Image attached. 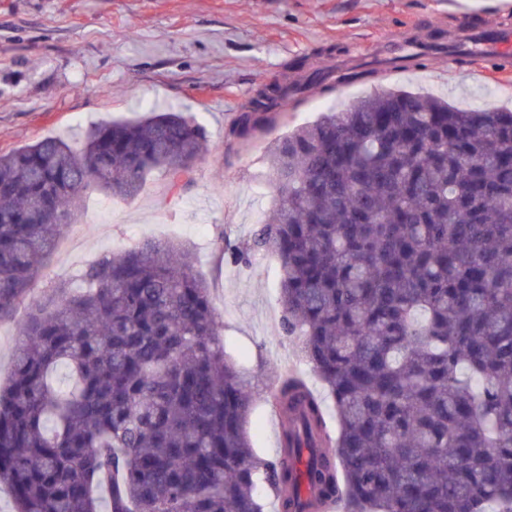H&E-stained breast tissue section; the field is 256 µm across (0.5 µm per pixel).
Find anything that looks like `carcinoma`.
<instances>
[{
	"instance_id": "obj_1",
	"label": "carcinoma",
	"mask_w": 512,
	"mask_h": 512,
	"mask_svg": "<svg viewBox=\"0 0 512 512\" xmlns=\"http://www.w3.org/2000/svg\"><path fill=\"white\" fill-rule=\"evenodd\" d=\"M434 29L385 60L425 67ZM374 73L356 65L336 77ZM330 72L252 99L229 137L273 124ZM206 145L193 115L99 125L0 154V321L10 319L91 187L177 192ZM275 206L237 263L273 254L299 371L267 379L273 460L246 423L257 385L224 351L188 252L145 240L34 302L0 386V486L15 512H512V111L379 89L270 151ZM334 449V455L326 449Z\"/></svg>"
}]
</instances>
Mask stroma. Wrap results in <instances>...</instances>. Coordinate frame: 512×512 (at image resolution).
<instances>
[{
    "instance_id": "1",
    "label": "stroma",
    "mask_w": 512,
    "mask_h": 512,
    "mask_svg": "<svg viewBox=\"0 0 512 512\" xmlns=\"http://www.w3.org/2000/svg\"><path fill=\"white\" fill-rule=\"evenodd\" d=\"M452 36L471 27H512L507 0H0V153L64 135L80 145L90 128L149 112L182 110L204 127L209 151L194 164L179 195L153 172L132 199L94 189L86 203L103 204V222L75 218L29 302L0 322V385L9 381L18 325L30 301L47 296L46 282L66 283L78 267L146 239L192 250L224 322V349L256 381L298 366L281 329L280 266L263 253L234 262L219 239L247 244L275 203L270 148L314 121L339 97L353 99L384 86L438 95L456 106L485 102L512 110L508 77L473 56L475 77L449 74L447 53L428 67L398 70L336 91L307 93L266 130L226 150L228 127L265 86L296 78L299 65H338L343 47L387 55L430 26ZM247 430L258 454L276 455L278 428L257 395Z\"/></svg>"
}]
</instances>
